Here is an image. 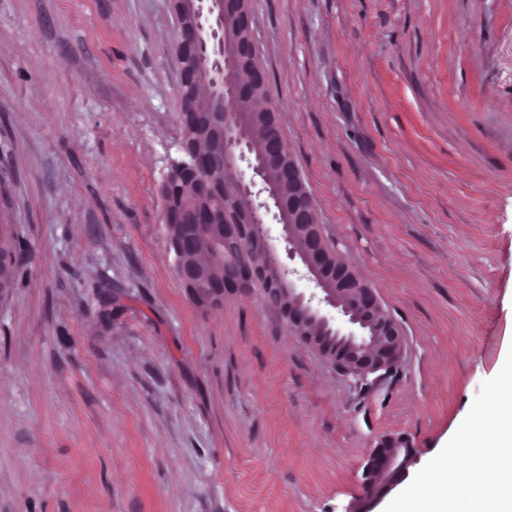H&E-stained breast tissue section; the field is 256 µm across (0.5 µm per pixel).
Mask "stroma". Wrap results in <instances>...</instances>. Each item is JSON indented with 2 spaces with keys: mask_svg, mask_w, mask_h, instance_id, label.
Segmentation results:
<instances>
[{
  "mask_svg": "<svg viewBox=\"0 0 512 512\" xmlns=\"http://www.w3.org/2000/svg\"><path fill=\"white\" fill-rule=\"evenodd\" d=\"M323 232L405 331L343 375L257 296L200 308L160 186L172 0H0V512H354L427 463L512 333V0H248ZM13 236L0 225V288H11L16 277ZM410 441L403 436L383 437L372 448L365 465L367 492L354 512H382L375 509L418 463Z\"/></svg>",
  "mask_w": 512,
  "mask_h": 512,
  "instance_id": "1",
  "label": "stroma"
}]
</instances>
